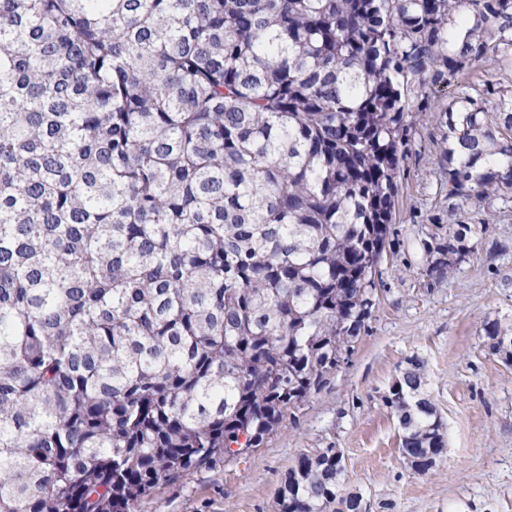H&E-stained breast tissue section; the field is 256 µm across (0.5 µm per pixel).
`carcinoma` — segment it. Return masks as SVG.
Segmentation results:
<instances>
[{
  "label": "carcinoma",
  "instance_id": "1",
  "mask_svg": "<svg viewBox=\"0 0 512 512\" xmlns=\"http://www.w3.org/2000/svg\"><path fill=\"white\" fill-rule=\"evenodd\" d=\"M488 64L512 0H0V512H138L283 427L371 318L432 95ZM444 116L432 278L475 253L466 205L512 202L504 90ZM425 386L409 358L384 402L428 476ZM346 470L305 450L276 512H361Z\"/></svg>",
  "mask_w": 512,
  "mask_h": 512
}]
</instances>
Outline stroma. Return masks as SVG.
Wrapping results in <instances>:
<instances>
[{"label":"stroma","instance_id":"35a3bbf8","mask_svg":"<svg viewBox=\"0 0 512 512\" xmlns=\"http://www.w3.org/2000/svg\"><path fill=\"white\" fill-rule=\"evenodd\" d=\"M441 126L418 129L404 162L390 245L377 268L376 305L354 350L281 431L247 458L160 486L140 512H274L288 470L309 448L342 449L348 485L373 512H512V365L491 355L481 325L512 319V202L469 204L478 245L442 278L425 275L421 241L439 193ZM445 424L434 475L403 462L382 395L409 357Z\"/></svg>","mask_w":512,"mask_h":512}]
</instances>
